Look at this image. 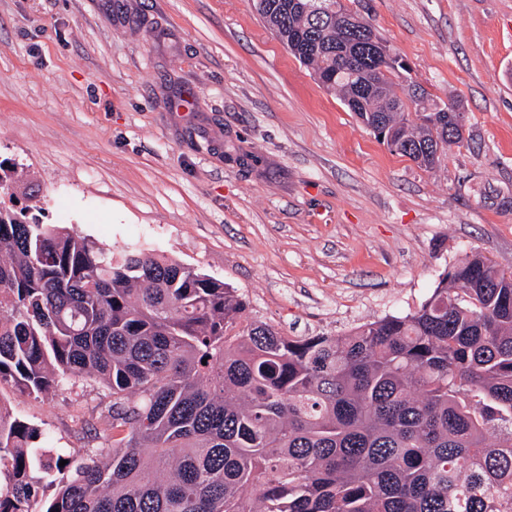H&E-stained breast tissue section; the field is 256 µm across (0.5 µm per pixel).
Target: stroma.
<instances>
[{
    "instance_id": "35a3bbf8",
    "label": "stroma",
    "mask_w": 512,
    "mask_h": 512,
    "mask_svg": "<svg viewBox=\"0 0 512 512\" xmlns=\"http://www.w3.org/2000/svg\"><path fill=\"white\" fill-rule=\"evenodd\" d=\"M342 2L463 107L435 170L379 143L251 0H0V205L175 258L290 337L413 312L472 251L512 270V0ZM108 401L89 379L0 385L74 459L111 437Z\"/></svg>"
}]
</instances>
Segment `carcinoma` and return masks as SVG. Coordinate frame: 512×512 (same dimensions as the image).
Here are the masks:
<instances>
[{"label":"carcinoma","instance_id":"cac0c4a2","mask_svg":"<svg viewBox=\"0 0 512 512\" xmlns=\"http://www.w3.org/2000/svg\"><path fill=\"white\" fill-rule=\"evenodd\" d=\"M253 6L341 100L383 82L355 115L391 153L432 170L463 143L416 84L409 119L340 0ZM27 211L0 206V383L97 379L112 443L61 467L0 410V512H512L511 271L473 252L414 312L299 339L222 280Z\"/></svg>","mask_w":512,"mask_h":512}]
</instances>
